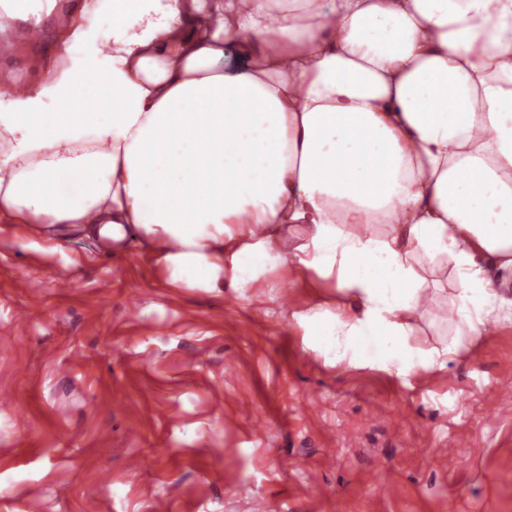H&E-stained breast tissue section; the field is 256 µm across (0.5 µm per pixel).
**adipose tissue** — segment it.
Returning <instances> with one entry per match:
<instances>
[{"instance_id":"obj_1","label":"adipose tissue","mask_w":512,"mask_h":512,"mask_svg":"<svg viewBox=\"0 0 512 512\" xmlns=\"http://www.w3.org/2000/svg\"><path fill=\"white\" fill-rule=\"evenodd\" d=\"M44 39L27 82L0 67V223L134 225L174 288L337 276L350 300L297 322L400 376L512 316V0H0L5 49ZM446 264L466 338L425 354Z\"/></svg>"}]
</instances>
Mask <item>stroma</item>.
I'll return each instance as SVG.
<instances>
[{"label": "stroma", "mask_w": 512, "mask_h": 512, "mask_svg": "<svg viewBox=\"0 0 512 512\" xmlns=\"http://www.w3.org/2000/svg\"><path fill=\"white\" fill-rule=\"evenodd\" d=\"M0 223V512H512V320L406 376L312 351L315 271L174 288L127 238ZM458 323L423 312L409 345Z\"/></svg>", "instance_id": "stroma-1"}]
</instances>
